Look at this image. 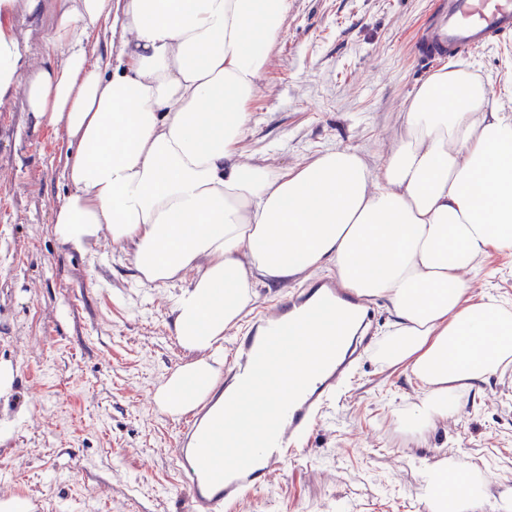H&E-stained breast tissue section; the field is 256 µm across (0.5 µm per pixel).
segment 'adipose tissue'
Listing matches in <instances>:
<instances>
[{
  "instance_id": "1",
  "label": "adipose tissue",
  "mask_w": 512,
  "mask_h": 512,
  "mask_svg": "<svg viewBox=\"0 0 512 512\" xmlns=\"http://www.w3.org/2000/svg\"><path fill=\"white\" fill-rule=\"evenodd\" d=\"M45 5L0 0V103L23 96L34 126L75 147L53 213L61 243L84 253L106 232L142 284L182 282L173 333L197 358L158 386L163 413L213 397L222 342L241 330L256 283L325 265L345 288L390 301L375 356L421 384L400 421L413 436L512 366V309L468 297L461 278L489 251H512V113L475 74L447 64L424 81L379 169L340 147L270 168L243 162L240 144L290 0H58L50 62L15 30ZM107 24L121 40L100 64L86 44ZM469 473L457 459L423 464L428 512H476L486 489Z\"/></svg>"
}]
</instances>
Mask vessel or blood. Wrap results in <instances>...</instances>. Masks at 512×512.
Returning <instances> with one entry per match:
<instances>
[{
    "label": "vessel or blood",
    "mask_w": 512,
    "mask_h": 512,
    "mask_svg": "<svg viewBox=\"0 0 512 512\" xmlns=\"http://www.w3.org/2000/svg\"><path fill=\"white\" fill-rule=\"evenodd\" d=\"M509 37H512V0H445L423 32L418 50L431 64L447 56L476 53ZM323 297L356 314V333L351 343L339 349L328 368L289 409L276 446L260 461L239 475L208 486L195 460L191 442L213 414L205 409L184 420L174 459L188 489L187 512H234L241 501L265 487L276 472L305 454L306 439L325 409L352 383L373 339L374 312L366 299L343 288L335 278L326 277L297 289L283 305L262 311L254 319L236 345L235 362L224 385L232 387L246 375L269 328L304 313Z\"/></svg>",
    "instance_id": "b4317fda"
}]
</instances>
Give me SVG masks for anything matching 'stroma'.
I'll use <instances>...</instances> for the list:
<instances>
[{"label": "stroma", "mask_w": 512, "mask_h": 512, "mask_svg": "<svg viewBox=\"0 0 512 512\" xmlns=\"http://www.w3.org/2000/svg\"><path fill=\"white\" fill-rule=\"evenodd\" d=\"M436 0H291L250 107L242 158L272 167L331 147L377 167L404 133L431 71L416 43ZM463 64L512 108V38ZM65 136L33 128L23 97L0 104V361L16 373L0 442V496L32 512H185L174 460L181 422L154 395L193 361L172 332L173 287L139 285L109 238L61 245L51 217L70 187ZM512 307V252L464 277ZM420 385L366 355L312 432L306 455L240 512H428L420 458L467 459L487 479L478 512H512V368L468 391L460 413L418 442L398 418Z\"/></svg>", "instance_id": "1"}]
</instances>
